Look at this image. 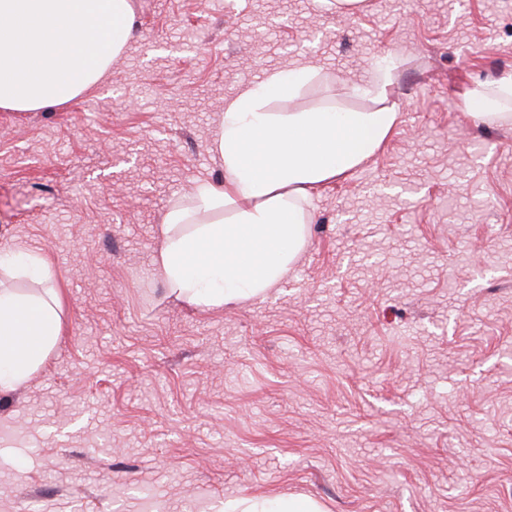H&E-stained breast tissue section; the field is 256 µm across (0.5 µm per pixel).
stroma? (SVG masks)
<instances>
[{"label": "stroma", "instance_id": "35a3bbf8", "mask_svg": "<svg viewBox=\"0 0 512 512\" xmlns=\"http://www.w3.org/2000/svg\"><path fill=\"white\" fill-rule=\"evenodd\" d=\"M100 86L0 108V252L40 255L61 336L0 394V512H512V122L466 95L512 76V0H131ZM314 76L271 112L339 105L388 73L399 119L316 187L306 244L263 296L169 291V208L220 184L226 100ZM246 502L231 503L224 505L225 512H318V507L309 499L289 497L288 499H256Z\"/></svg>", "mask_w": 512, "mask_h": 512}]
</instances>
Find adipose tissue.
<instances>
[{"label": "adipose tissue", "mask_w": 512, "mask_h": 512, "mask_svg": "<svg viewBox=\"0 0 512 512\" xmlns=\"http://www.w3.org/2000/svg\"><path fill=\"white\" fill-rule=\"evenodd\" d=\"M133 23L130 0H0V107H61L97 87ZM314 74L271 71L225 104L211 142L223 184L198 185L191 206L175 205L160 228L157 269L191 303L221 307L264 295L304 245L302 203L311 190L357 168L394 128L393 106L267 111ZM216 210L225 213L221 221L189 222ZM185 223L190 231H182ZM60 332L57 299L0 289V393L43 364Z\"/></svg>", "instance_id": "obj_1"}]
</instances>
